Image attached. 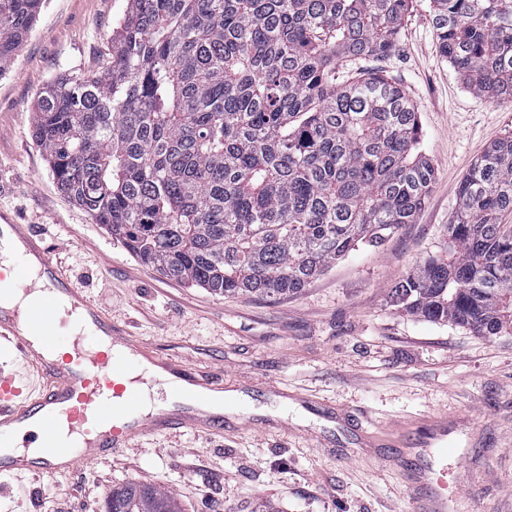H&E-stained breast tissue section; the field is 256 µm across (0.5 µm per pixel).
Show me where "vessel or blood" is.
Segmentation results:
<instances>
[{
	"label": "vessel or blood",
	"instance_id": "obj_1",
	"mask_svg": "<svg viewBox=\"0 0 512 512\" xmlns=\"http://www.w3.org/2000/svg\"><path fill=\"white\" fill-rule=\"evenodd\" d=\"M0 287L37 291L26 308L0 303V479H44L76 474L98 458L117 455L149 433L191 428L207 435L224 429V390L187 365L160 358L122 337L112 315L74 288L30 225L0 211ZM79 322L68 345L60 329ZM165 379L169 407L141 410L126 376L133 360Z\"/></svg>",
	"mask_w": 512,
	"mask_h": 512
}]
</instances>
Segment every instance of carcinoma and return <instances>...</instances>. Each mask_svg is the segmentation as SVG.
Wrapping results in <instances>:
<instances>
[{
  "mask_svg": "<svg viewBox=\"0 0 512 512\" xmlns=\"http://www.w3.org/2000/svg\"><path fill=\"white\" fill-rule=\"evenodd\" d=\"M414 0H129L99 75L38 97L58 188L138 261L216 295L283 299L424 206L419 114L383 70ZM45 0H0V65ZM440 55L512 103V0H430ZM512 134L458 186L448 241L390 289L396 311L512 335ZM106 512H177L147 485Z\"/></svg>",
  "mask_w": 512,
  "mask_h": 512,
  "instance_id": "1",
  "label": "carcinoma"
}]
</instances>
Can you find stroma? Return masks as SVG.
I'll use <instances>...</instances> for the list:
<instances>
[{
  "mask_svg": "<svg viewBox=\"0 0 512 512\" xmlns=\"http://www.w3.org/2000/svg\"><path fill=\"white\" fill-rule=\"evenodd\" d=\"M128 0H47L0 75V209L34 225L58 266L134 343L245 395L224 432L149 435L83 475L55 512H105L113 487L171 493L180 512H512V335L397 313L387 293L441 250L461 178L512 132V104L467 90L438 52L427 0L383 69L415 104L436 179L413 223L287 299L224 297L136 260L62 194L32 137L33 105L64 73H100Z\"/></svg>",
  "mask_w": 512,
  "mask_h": 512,
  "instance_id": "obj_1",
  "label": "stroma"
}]
</instances>
